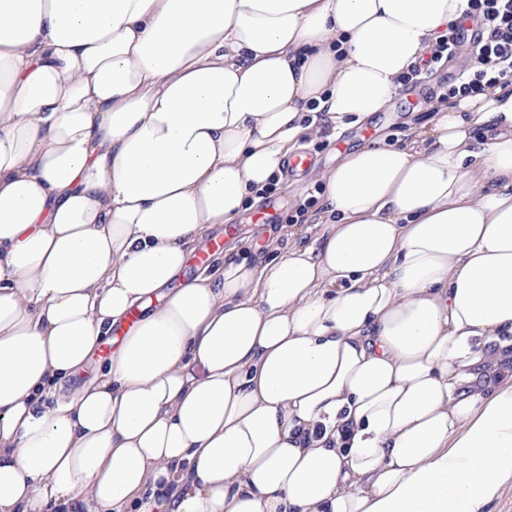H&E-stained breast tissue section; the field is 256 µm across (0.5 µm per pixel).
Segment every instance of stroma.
<instances>
[{"label":"stroma","instance_id":"1","mask_svg":"<svg viewBox=\"0 0 512 512\" xmlns=\"http://www.w3.org/2000/svg\"><path fill=\"white\" fill-rule=\"evenodd\" d=\"M473 63L469 46H461L438 68L422 74L418 82L406 85L385 110L374 113L367 120L365 128L353 127L341 132L337 138H318L309 142L305 153L313 162L312 169L327 167L333 163L335 151L361 146L368 138L374 140L387 135L395 140H406L411 127L428 120L432 105L441 103L449 86L458 83L461 74L469 71ZM312 169L303 170L296 176L287 175L285 184L268 194L265 203L273 210L274 224L286 223L296 212L297 200L292 189L295 180H304L308 193L316 192Z\"/></svg>","mask_w":512,"mask_h":512}]
</instances>
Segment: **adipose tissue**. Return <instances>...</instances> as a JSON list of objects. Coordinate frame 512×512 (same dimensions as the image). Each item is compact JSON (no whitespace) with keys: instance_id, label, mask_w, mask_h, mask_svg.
<instances>
[{"instance_id":"ef3b65f1","label":"adipose tissue","mask_w":512,"mask_h":512,"mask_svg":"<svg viewBox=\"0 0 512 512\" xmlns=\"http://www.w3.org/2000/svg\"><path fill=\"white\" fill-rule=\"evenodd\" d=\"M467 9L0 0V512H489L512 480V80L336 156L263 258L183 276Z\"/></svg>"}]
</instances>
